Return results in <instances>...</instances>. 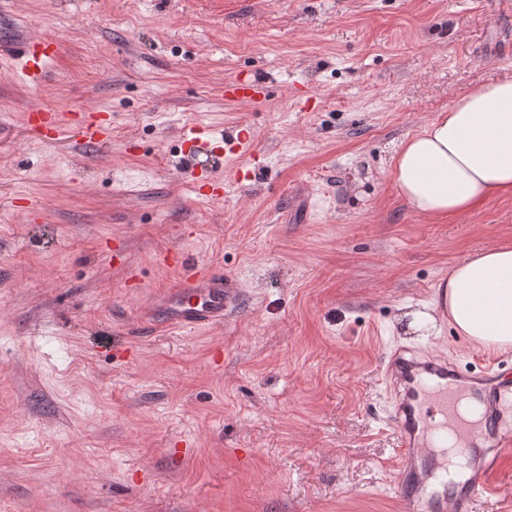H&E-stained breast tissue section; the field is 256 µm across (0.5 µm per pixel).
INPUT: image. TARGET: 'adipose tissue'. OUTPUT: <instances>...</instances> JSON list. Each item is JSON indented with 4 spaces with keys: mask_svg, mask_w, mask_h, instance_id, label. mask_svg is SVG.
I'll return each instance as SVG.
<instances>
[{
    "mask_svg": "<svg viewBox=\"0 0 512 512\" xmlns=\"http://www.w3.org/2000/svg\"><path fill=\"white\" fill-rule=\"evenodd\" d=\"M391 179L407 207L431 219L512 196V78L458 95L448 111L401 143ZM440 305L461 335L511 348L512 246H489L453 268Z\"/></svg>",
    "mask_w": 512,
    "mask_h": 512,
    "instance_id": "obj_1",
    "label": "adipose tissue"
}]
</instances>
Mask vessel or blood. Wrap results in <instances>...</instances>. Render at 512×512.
<instances>
[{"label":"vessel or blood","mask_w":512,"mask_h":512,"mask_svg":"<svg viewBox=\"0 0 512 512\" xmlns=\"http://www.w3.org/2000/svg\"><path fill=\"white\" fill-rule=\"evenodd\" d=\"M57 51L43 37H23L9 51L30 87L40 86ZM268 85L260 78H237L224 84V96L233 101L259 104L267 99ZM84 145L96 149L112 136V124L102 114L83 122ZM191 149L180 174L194 181L200 160L214 153L213 138L192 131ZM244 294L237 278L211 267L183 271L175 289L164 293L146 316L154 328L194 329L223 322L237 312ZM383 379L389 389L396 428L395 487L407 512H474L477 502L495 495L499 476L512 463V391L502 379L501 364L492 360L477 373H463L442 354L412 347L391 349ZM474 402L477 421L461 416V400ZM451 433L455 448L473 467L461 478L436 482L445 467L439 453L441 433Z\"/></svg>","instance_id":"b4317fda"}]
</instances>
